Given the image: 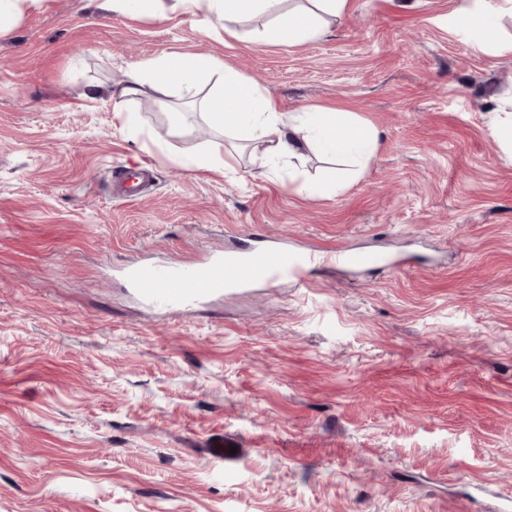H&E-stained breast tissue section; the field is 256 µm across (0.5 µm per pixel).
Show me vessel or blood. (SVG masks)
Returning a JSON list of instances; mask_svg holds the SVG:
<instances>
[{
	"instance_id": "b4317fda",
	"label": "vessel or blood",
	"mask_w": 512,
	"mask_h": 512,
	"mask_svg": "<svg viewBox=\"0 0 512 512\" xmlns=\"http://www.w3.org/2000/svg\"><path fill=\"white\" fill-rule=\"evenodd\" d=\"M149 179L150 170L145 166L119 172L116 177L118 197L135 200L142 183ZM333 258L337 264L355 269L375 267L391 273L396 270L386 256L373 251L339 249ZM316 259L315 252L305 253L285 244L252 245L216 254L186 267L160 261L139 262L127 269L126 276L151 309L186 312L251 284L288 279L302 281L305 268Z\"/></svg>"
}]
</instances>
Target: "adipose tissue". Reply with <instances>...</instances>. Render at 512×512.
Instances as JSON below:
<instances>
[{"label":"adipose tissue","instance_id":"adipose-tissue-1","mask_svg":"<svg viewBox=\"0 0 512 512\" xmlns=\"http://www.w3.org/2000/svg\"><path fill=\"white\" fill-rule=\"evenodd\" d=\"M348 0H305L303 5L285 7L284 0H176L181 14L203 21H239L252 15L267 14L271 23L260 33L266 42H298L323 34L328 19L340 16ZM512 15V0H501L498 10L473 8L455 17L457 26L481 32L487 45L502 46L497 20ZM221 62L213 57L168 54L136 62L126 81L117 89L120 99L130 100L151 89L157 101H165L173 91L192 92L201 78L220 71ZM200 108L208 121L220 129L244 131L255 145L252 162L266 168L274 158H300L309 148L323 154L342 156L351 165L365 163L378 144L374 129L363 125L351 112L307 107L297 116L279 112L276 103L252 80L228 74L224 87L205 98Z\"/></svg>","mask_w":512,"mask_h":512}]
</instances>
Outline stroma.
<instances>
[{"instance_id": "stroma-1", "label": "stroma", "mask_w": 512, "mask_h": 512, "mask_svg": "<svg viewBox=\"0 0 512 512\" xmlns=\"http://www.w3.org/2000/svg\"><path fill=\"white\" fill-rule=\"evenodd\" d=\"M471 5L350 0L282 44L263 16L43 0L0 33V512H512V51L454 26ZM170 53L283 112L357 113L372 158L310 199L188 95L116 106ZM199 155L231 165L178 164ZM146 160L141 198L115 199ZM260 239L402 267L325 262L172 318L124 275ZM219 439L242 451L223 477ZM105 7L112 12L133 15H164V0H104ZM331 257L336 260L337 264L355 268H382L388 272H395L398 269L397 265L389 263L386 256L381 253L373 251H353L347 249H339L334 251Z\"/></svg>"}]
</instances>
